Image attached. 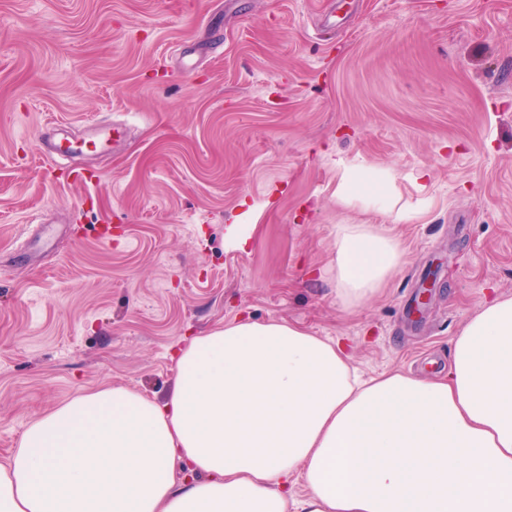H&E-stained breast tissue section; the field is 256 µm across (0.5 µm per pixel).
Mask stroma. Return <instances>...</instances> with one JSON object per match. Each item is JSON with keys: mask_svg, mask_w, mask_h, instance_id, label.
I'll list each match as a JSON object with an SVG mask.
<instances>
[{"mask_svg": "<svg viewBox=\"0 0 512 512\" xmlns=\"http://www.w3.org/2000/svg\"><path fill=\"white\" fill-rule=\"evenodd\" d=\"M234 2L0 0V464L78 394L165 395L175 350L242 318L343 341L366 379L438 378L512 295V0ZM50 118L128 132L50 162ZM347 165L391 173L392 213L337 196ZM342 224L403 251L351 310L325 272Z\"/></svg>", "mask_w": 512, "mask_h": 512, "instance_id": "obj_1", "label": "stroma"}]
</instances>
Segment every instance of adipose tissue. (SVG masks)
<instances>
[{"mask_svg": "<svg viewBox=\"0 0 512 512\" xmlns=\"http://www.w3.org/2000/svg\"><path fill=\"white\" fill-rule=\"evenodd\" d=\"M390 180L347 166L336 192L388 212ZM335 247L346 309L401 259L370 224ZM176 367L164 399L115 385L39 416L0 465V512H512V296L466 322L441 379L362 378L284 320L193 337Z\"/></svg>", "mask_w": 512, "mask_h": 512, "instance_id": "ef3b65f1", "label": "adipose tissue"}]
</instances>
